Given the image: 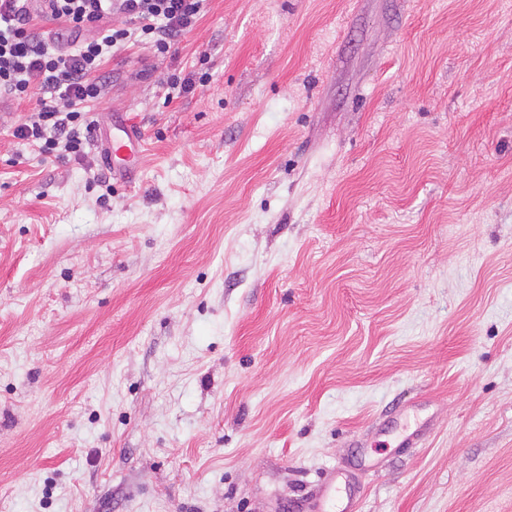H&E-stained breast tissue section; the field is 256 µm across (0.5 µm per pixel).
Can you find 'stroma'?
Here are the masks:
<instances>
[{
	"mask_svg": "<svg viewBox=\"0 0 512 512\" xmlns=\"http://www.w3.org/2000/svg\"><path fill=\"white\" fill-rule=\"evenodd\" d=\"M102 73L77 155L0 98V512H512V0H208ZM123 132L121 137L112 139L102 153L103 165L106 169L112 172V177H126L130 175L131 170L129 169H115L112 167V156L120 153L132 152L136 149H140L141 139L139 135L131 127H123L120 129ZM361 491L345 473L325 471L309 500L292 508L294 512H358Z\"/></svg>",
	"mask_w": 512,
	"mask_h": 512,
	"instance_id": "obj_1",
	"label": "stroma"
}]
</instances>
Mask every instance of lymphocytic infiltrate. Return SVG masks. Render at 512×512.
Wrapping results in <instances>:
<instances>
[{
  "label": "lymphocytic infiltrate",
  "mask_w": 512,
  "mask_h": 512,
  "mask_svg": "<svg viewBox=\"0 0 512 512\" xmlns=\"http://www.w3.org/2000/svg\"><path fill=\"white\" fill-rule=\"evenodd\" d=\"M207 0H0V96L39 107L16 126L15 137L39 144L45 154L58 146L77 153L82 131L90 130L81 106L98 99L101 74L114 47L133 38L147 40L159 57L171 55L191 32ZM56 21L53 32L35 21ZM97 27V35L71 42L72 34Z\"/></svg>",
  "instance_id": "lymphocytic-infiltrate-1"
}]
</instances>
